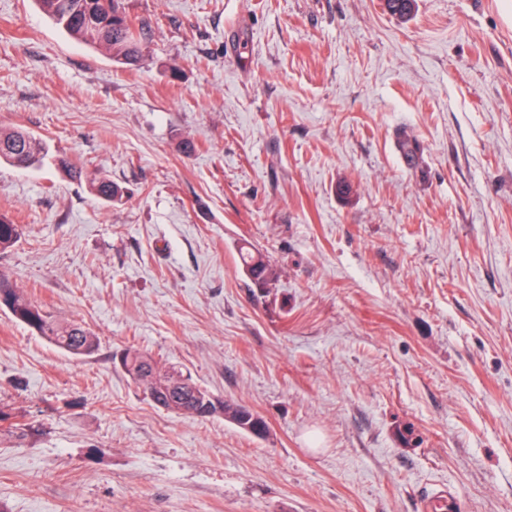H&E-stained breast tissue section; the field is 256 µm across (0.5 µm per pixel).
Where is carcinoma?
<instances>
[{"label":"carcinoma","instance_id":"1","mask_svg":"<svg viewBox=\"0 0 512 512\" xmlns=\"http://www.w3.org/2000/svg\"><path fill=\"white\" fill-rule=\"evenodd\" d=\"M51 20L72 37L92 46H98L112 57L125 63L135 64L142 54L141 35L118 0H38ZM388 12L401 19L411 17L415 0H384ZM47 154L45 144L26 132L0 129V160L20 168L41 163ZM94 194L107 202L122 196V190L110 179H100L92 185ZM19 235L18 225L0 217V252L10 248ZM239 263L251 283L260 289L267 287L277 277L267 260L244 243L238 248ZM0 303L7 306L18 321L26 324L38 335L46 338L59 349L76 356H89L97 346L94 334L75 323L61 325L50 319L38 306L28 301L10 281H0ZM124 371L137 383L155 373L159 383L147 387L153 404L167 411L188 414L200 419L214 417L211 409L220 403L224 420L241 431L263 439L269 432L267 422L249 407L231 399L216 398L198 385L191 375L177 390H169L167 374L160 372L151 356L137 348H126L119 356Z\"/></svg>","mask_w":512,"mask_h":512}]
</instances>
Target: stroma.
Returning <instances> with one entry per match:
<instances>
[{"label":"stroma","instance_id":"stroma-1","mask_svg":"<svg viewBox=\"0 0 512 512\" xmlns=\"http://www.w3.org/2000/svg\"><path fill=\"white\" fill-rule=\"evenodd\" d=\"M120 6L134 66L0 0V127L51 154L0 162V277L98 341L0 305V512H512V0ZM131 345L269 436L154 406ZM238 255L244 274L256 288H266L277 277L276 271L260 252L251 247L250 243L240 245ZM0 303L9 308L15 319L69 354L89 356L96 349L97 340L91 331L79 324L61 325L51 320L38 306L28 301L9 280L0 281Z\"/></svg>","mask_w":512,"mask_h":512}]
</instances>
